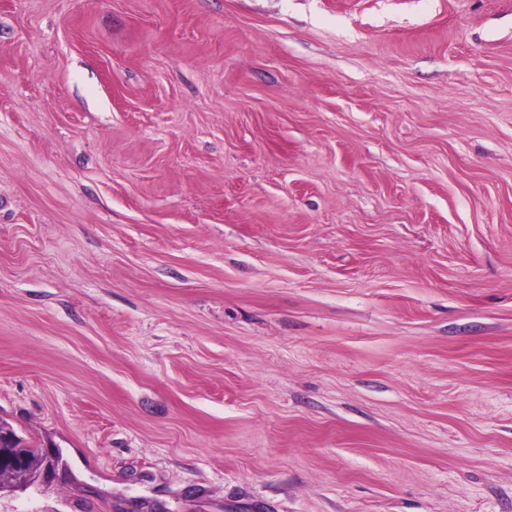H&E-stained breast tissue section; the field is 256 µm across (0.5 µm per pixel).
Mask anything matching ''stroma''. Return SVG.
<instances>
[{
    "label": "stroma",
    "mask_w": 512,
    "mask_h": 512,
    "mask_svg": "<svg viewBox=\"0 0 512 512\" xmlns=\"http://www.w3.org/2000/svg\"><path fill=\"white\" fill-rule=\"evenodd\" d=\"M0 512H512V0H0ZM7 427H2L4 435L2 437L0 435V471H2V459L7 466L10 464L17 466L9 473L17 474L15 482L22 478V482L27 483L24 487H29L43 474L44 462L45 470L50 471L55 466V460L51 455L46 457L41 446L24 442L9 426Z\"/></svg>",
    "instance_id": "1"
}]
</instances>
